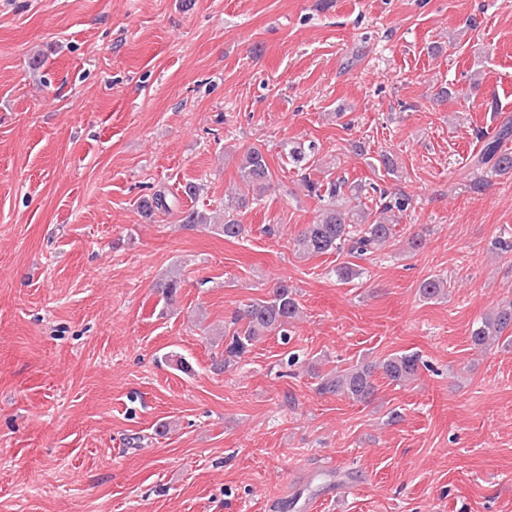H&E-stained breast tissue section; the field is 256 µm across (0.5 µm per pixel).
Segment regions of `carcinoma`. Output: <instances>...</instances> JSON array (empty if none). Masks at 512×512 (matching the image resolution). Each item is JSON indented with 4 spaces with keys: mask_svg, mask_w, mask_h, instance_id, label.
Returning a JSON list of instances; mask_svg holds the SVG:
<instances>
[{
    "mask_svg": "<svg viewBox=\"0 0 512 512\" xmlns=\"http://www.w3.org/2000/svg\"><path fill=\"white\" fill-rule=\"evenodd\" d=\"M512 139V123H505L493 136L485 140L479 152L473 156V167L480 171L474 178L473 188L479 189L489 183V178L512 172V150L506 143ZM288 158L296 165L311 160L315 147L286 145ZM243 191L224 204V223L219 230L226 239H234L244 232L234 212L246 206L247 193L262 190L270 184L272 171L264 154L255 147H249L243 154L240 167ZM308 195L323 202V208L316 220L305 225L294 246L304 256L327 253L363 256L379 250L394 236L399 214L411 205L409 196L402 193L379 191V202L369 210L359 203L360 188L346 186L338 178L319 183L303 178ZM448 282L442 278H427L420 285V293L428 299L444 294ZM299 312V303L294 288L287 282H280L265 299H257L245 308L231 314L224 334V351L216 361V368L224 369L235 362L261 337L271 333H283ZM512 328V303L497 308L484 317L471 331V341L476 346H486ZM420 358L414 353L390 355L377 364H363L329 374L319 383L323 394L341 395L357 402H369L375 393L373 375L381 369L385 378L397 384L413 376L419 370Z\"/></svg>",
    "mask_w": 512,
    "mask_h": 512,
    "instance_id": "1",
    "label": "carcinoma"
}]
</instances>
